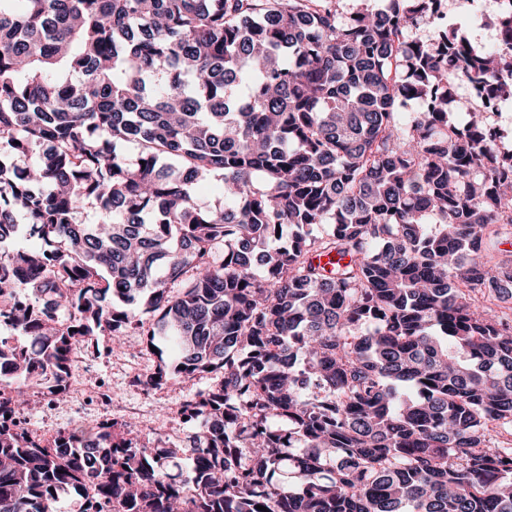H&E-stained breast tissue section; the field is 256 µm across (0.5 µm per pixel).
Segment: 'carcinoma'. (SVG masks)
<instances>
[{"label": "carcinoma", "instance_id": "carcinoma-1", "mask_svg": "<svg viewBox=\"0 0 512 512\" xmlns=\"http://www.w3.org/2000/svg\"><path fill=\"white\" fill-rule=\"evenodd\" d=\"M380 2L0 0V512H512V149L473 105L512 103V17L489 52ZM145 315L137 383L219 377L189 448L31 441L19 397Z\"/></svg>", "mask_w": 512, "mask_h": 512}]
</instances>
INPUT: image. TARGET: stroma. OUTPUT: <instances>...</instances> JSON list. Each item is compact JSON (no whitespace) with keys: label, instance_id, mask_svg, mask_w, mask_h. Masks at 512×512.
I'll list each match as a JSON object with an SVG mask.
<instances>
[{"label":"stroma","instance_id":"stroma-1","mask_svg":"<svg viewBox=\"0 0 512 512\" xmlns=\"http://www.w3.org/2000/svg\"><path fill=\"white\" fill-rule=\"evenodd\" d=\"M157 365V356L146 349L145 337L123 336L117 340L109 336L99 337L96 354L85 356L77 363L74 375L106 381L112 388L111 408L64 403L54 411L40 397L31 402L27 420L31 425L51 432L76 424L130 420L139 433L159 432L168 443L186 444L194 427L181 422L177 410L185 399L208 388L211 381L200 377L191 380L177 378L162 388L149 391L134 384V377L154 372ZM131 406L136 407L137 412L130 416L126 410Z\"/></svg>","mask_w":512,"mask_h":512}]
</instances>
